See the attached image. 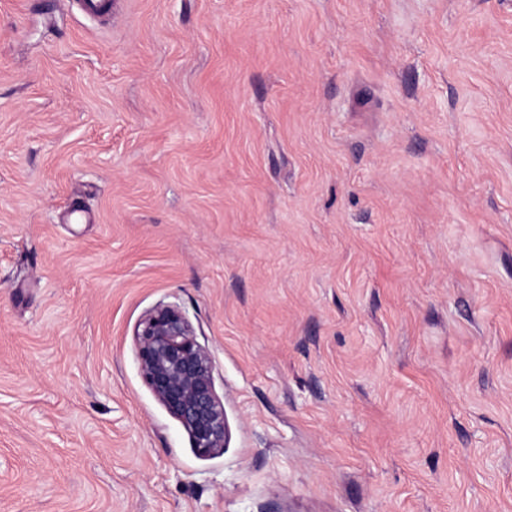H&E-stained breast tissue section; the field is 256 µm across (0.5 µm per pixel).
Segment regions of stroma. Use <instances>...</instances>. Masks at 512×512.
Masks as SVG:
<instances>
[{"label": "stroma", "mask_w": 512, "mask_h": 512, "mask_svg": "<svg viewBox=\"0 0 512 512\" xmlns=\"http://www.w3.org/2000/svg\"><path fill=\"white\" fill-rule=\"evenodd\" d=\"M0 512H512V0H0ZM139 367L152 393L202 455L224 451L229 428L209 353L177 305H158L134 331Z\"/></svg>", "instance_id": "obj_1"}]
</instances>
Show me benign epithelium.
I'll use <instances>...</instances> for the list:
<instances>
[{
	"instance_id": "1",
	"label": "benign epithelium",
	"mask_w": 512,
	"mask_h": 512,
	"mask_svg": "<svg viewBox=\"0 0 512 512\" xmlns=\"http://www.w3.org/2000/svg\"><path fill=\"white\" fill-rule=\"evenodd\" d=\"M139 367L152 393L203 455L224 451L229 428L209 353L172 304L147 312L134 331Z\"/></svg>"
}]
</instances>
